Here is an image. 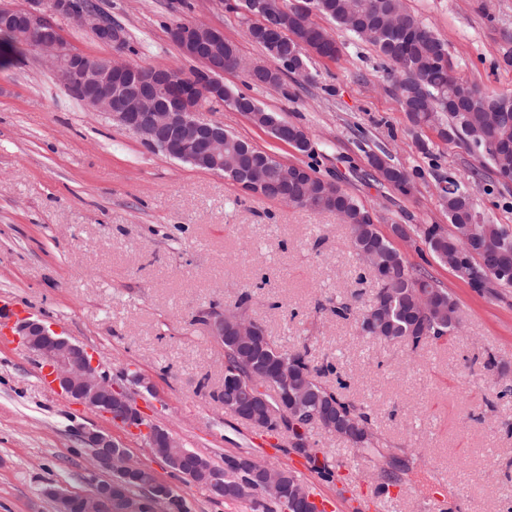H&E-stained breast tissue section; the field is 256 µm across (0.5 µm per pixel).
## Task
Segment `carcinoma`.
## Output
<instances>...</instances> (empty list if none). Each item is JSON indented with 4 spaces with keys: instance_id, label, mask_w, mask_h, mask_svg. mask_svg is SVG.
I'll return each mask as SVG.
<instances>
[{
    "instance_id": "obj_1",
    "label": "carcinoma",
    "mask_w": 512,
    "mask_h": 512,
    "mask_svg": "<svg viewBox=\"0 0 512 512\" xmlns=\"http://www.w3.org/2000/svg\"><path fill=\"white\" fill-rule=\"evenodd\" d=\"M283 7L275 20L276 29L267 31L263 36L255 32L256 24L247 20L248 38L280 64L275 70L260 68L262 75L256 82L276 87L283 85L282 76L288 72V54L295 49L291 36L302 38L296 16L303 10L304 19L308 21L311 13L316 12L337 28L371 45L389 62L401 110L412 130L432 128L440 139L452 138L457 140V146L470 152H480L495 170L512 168L511 154H496L486 148L488 142H512V96L497 94L456 77L446 44L433 29L407 10L405 0H283ZM389 18H399L403 24L417 31L409 54L396 53V37L383 24ZM328 43L334 45V52L329 54V58L339 59V43L324 28L317 33L315 40L307 42L303 62H309L313 56H323ZM26 45L28 40L21 34H1L0 64ZM229 100L239 102L242 109L254 113V123L273 137H278L283 119L228 86L224 87V98H205L202 108L214 112L217 106ZM305 134L303 128L288 124V140H300L293 148L303 155L312 156V142L305 139ZM246 145L248 142L224 132V176L236 179V170L245 162L243 147ZM369 160L385 181L403 193L410 191L408 174L375 153L369 154ZM445 184L441 198L452 229L448 231L439 224H423L415 228L420 241L445 265L450 266L458 256H463L471 271L468 283L472 287L483 289L496 285L511 288L512 278L506 279L498 271L500 266L512 267V245H506L507 228L502 224L475 223V206L467 189L451 178ZM288 195L297 201L306 196L312 202L311 209L336 213L349 227L350 247L354 254H360L366 247L374 249L378 266L373 275L377 285L374 303L381 304L386 315L381 339L403 342L414 352L424 345L446 339L454 332L456 326L452 318L458 316V305L448 290L408 264L393 242L377 229L370 211L339 184L317 175L309 187L298 184L288 187ZM423 294L431 298L425 309L418 305ZM373 310L371 306L356 312L350 304L339 302L333 313L340 318L354 313L361 327ZM258 328L259 341L254 347L239 346L234 337L227 335L222 344L224 375L239 382L252 379V369L259 373L260 385L264 387V397L268 402L265 419L259 428L292 432L288 417L278 403L279 390L282 389L278 370L286 364L291 377L305 386L309 411L331 419L338 436L350 442L352 447L367 453L374 451L377 441L367 427V416L342 394L345 384L340 381L338 389L333 390L321 381L322 375L334 371L335 367L330 364L322 367L312 365L305 351L279 349L267 336L263 325H258ZM210 396L223 400L226 405L245 399L244 393L227 383L224 384V392L219 394L214 390ZM231 460V456H224V499L234 501L261 494L276 504L280 503L277 495L260 489L247 475L233 471Z\"/></svg>"
}]
</instances>
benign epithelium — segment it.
Segmentation results:
<instances>
[{
	"label": "benign epithelium",
	"mask_w": 512,
	"mask_h": 512,
	"mask_svg": "<svg viewBox=\"0 0 512 512\" xmlns=\"http://www.w3.org/2000/svg\"><path fill=\"white\" fill-rule=\"evenodd\" d=\"M72 20L89 30L101 43L125 51L128 37L125 29L107 20L89 6L74 7L73 0H28L25 7H16L8 0H0V30L22 33L46 53L48 62L62 83L75 92L85 108L108 116L123 129L135 134L150 149H160L190 161L199 168L213 172L224 170V125L200 118L203 98L216 100L224 92V66L221 59L207 53L224 42V33L211 26L175 24L169 35L184 54L199 62L210 76L207 82L194 77L174 78L165 68L144 69L129 64L116 56L92 58L69 49L51 16ZM268 178V168L253 167L241 175V185L254 193ZM208 327L212 338H224V330L234 333L241 345L257 341L254 321L244 309L210 308L198 315ZM16 336L24 346L40 358L41 368L49 383L72 401L127 427L143 425L141 413L132 405L128 393L112 382L110 375L95 363L93 355L82 345L73 343L34 320H21L15 327ZM263 388L254 387L251 404L230 408L236 416L258 425L254 410L256 402H265ZM297 436L293 446L307 457L315 455L306 439L300 420L305 417L304 396L290 388L282 401ZM85 448L95 463L92 481L94 491L75 494L60 490L54 493L69 505L74 503L79 512H116L114 492L122 480L145 477L147 494L135 499V504L122 512H172L176 500L174 489L160 481L146 465L135 462L127 449L119 446L112 435L86 430L81 435ZM145 445L156 456L163 457L176 473L185 468L190 459H199L194 453L165 454L164 448H179V441L167 431L147 425ZM234 467L246 472L260 485L279 492L281 500L293 512L301 509L312 512L313 498L297 485H289L281 470L258 462L250 455H238ZM206 486L216 499L224 497V470L213 469L206 475Z\"/></svg>",
	"instance_id": "7a95c632"
}]
</instances>
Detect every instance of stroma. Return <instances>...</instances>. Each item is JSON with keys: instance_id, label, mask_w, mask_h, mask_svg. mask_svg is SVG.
<instances>
[{"instance_id": "obj_1", "label": "stroma", "mask_w": 512, "mask_h": 512, "mask_svg": "<svg viewBox=\"0 0 512 512\" xmlns=\"http://www.w3.org/2000/svg\"><path fill=\"white\" fill-rule=\"evenodd\" d=\"M122 24L134 48L127 59L188 76L196 64L173 44L170 25L207 24L224 32L249 62L274 67L246 34L237 0H95ZM446 42L456 76L512 96V0H407ZM339 60L313 59V80L281 88L246 73L224 83L309 135L314 156L280 142L249 117L219 107L213 120L288 163L314 164L372 213L392 224H447L439 184L469 189L479 220L512 228V183L499 182L480 154L414 134L391 78L368 44L339 30ZM427 150H420L418 140ZM386 152L413 177L401 194L370 165ZM405 260L458 304L461 323L448 340L410 352L400 341L361 335L333 315L336 302L367 307L376 286L349 246L336 214L314 212L244 191L223 173L198 169L146 147L105 115L85 110L43 55L25 48L0 66V296L80 343L125 387L155 425L215 466L249 454L291 468L298 453L283 433L266 434L210 397L224 379V351L199 320L202 309L248 313L281 349H308L312 365L334 364L346 397L365 412L379 456L308 426L318 452L303 480L312 492L342 499L379 493L378 512H437L443 489L467 512H512V288L476 291L418 238L394 239ZM498 363L484 370L487 357ZM148 385L127 381L131 372ZM206 389H199V382ZM97 429L184 496L192 512H253L248 499L213 500L174 477L139 435L44 385L37 359L0 339V512H56L41 489L88 494L91 457L80 435ZM334 473L323 480L319 467Z\"/></svg>"}]
</instances>
